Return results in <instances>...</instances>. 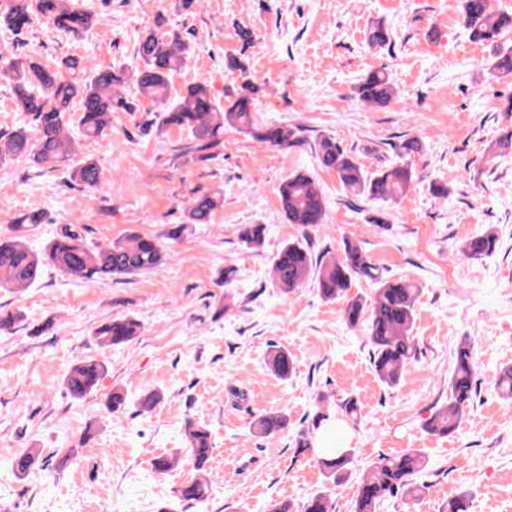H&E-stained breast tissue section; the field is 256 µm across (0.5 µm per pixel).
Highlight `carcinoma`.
I'll return each instance as SVG.
<instances>
[{
  "label": "carcinoma",
  "mask_w": 512,
  "mask_h": 512,
  "mask_svg": "<svg viewBox=\"0 0 512 512\" xmlns=\"http://www.w3.org/2000/svg\"><path fill=\"white\" fill-rule=\"evenodd\" d=\"M461 20L474 42L496 43L512 31V14L491 10L488 0H462ZM41 22L73 37H82L100 19L77 7L74 0H5L0 9V24L16 34L29 32ZM391 41L389 29L382 23L372 26L367 44L383 49ZM137 67H99L81 56H68L54 67L41 65L31 58L0 56V83L12 92L17 112L32 116V126L18 125L0 131V164L24 158L42 171L67 169L69 184L97 190L104 184V168L93 158L75 160L79 139H95L112 130L114 112H140L142 108L125 96L123 88L133 85L141 99L150 102L142 131L162 134L171 129L190 133L198 151H208L224 142V128L232 127L276 149L290 150L306 144L303 129L297 124H264L256 119V95L259 79L248 73L244 64L231 60L229 66L241 72L240 91L218 103L206 82L186 85L171 96L173 81L186 67L192 53L190 43L177 31L162 32L148 28L136 42ZM496 79L512 77V47H503L489 64ZM359 100L382 107L394 97L395 89L387 72H368L355 87ZM311 150L321 167L332 170L342 187L368 200L395 202L404 196L414 180L407 164H395L371 174L336 137L323 134L315 139ZM280 204L285 220L303 228V235L292 238L272 258L274 284L289 293L307 282L314 283L317 294L326 302H341L346 326L361 329L372 349L371 363L378 379L389 387L401 384L407 365L415 359L412 336L421 288L414 282L383 275L365 251L346 240L340 255L314 252L308 229L326 223V199L322 186L305 170H295L280 183ZM224 205V193H199L189 199L185 219L167 228L160 237L129 234L105 244H89L82 224H64L41 249L25 244L24 232L45 219V214H23L0 234V289L23 290L32 285L46 267L87 282L106 284L117 277H132L162 270L167 242L175 243L194 224H207L215 211ZM267 225L246 224L239 240L249 250L265 245ZM498 239L488 229L461 241L459 251L470 259L493 254ZM235 270H224L218 286L224 288V310L234 305L230 292ZM369 281L370 295L349 296L355 279ZM141 333V323L131 316L116 317L99 325L93 332L103 348L126 344ZM270 371L287 380L296 371L294 358L277 345L270 346L267 357ZM107 372L104 362L93 357L75 363L67 372L64 384L74 399L90 394ZM495 390L512 399V366L503 368L495 380ZM448 400L434 410L427 430L441 437L456 431L465 411L476 397V363L468 338H463L454 352V365L448 379ZM327 410L314 416L311 427L300 432L298 445L310 449L313 432L331 419ZM288 416L264 413L254 422L256 433L268 436L288 429ZM187 452L193 459L198 476L182 485L178 497L200 502L207 498L209 486L205 465L213 445L210 431L191 420L185 423ZM337 448L320 459L325 477L334 482L349 476L353 452ZM40 461V452L30 449L16 455L11 469L19 478L27 476ZM427 467L426 458L410 449L395 457H381L373 462L358 481L353 512H383L394 498L409 503L421 492L419 478ZM298 512H335L332 498L325 492L308 497Z\"/></svg>",
  "instance_id": "1"
}]
</instances>
